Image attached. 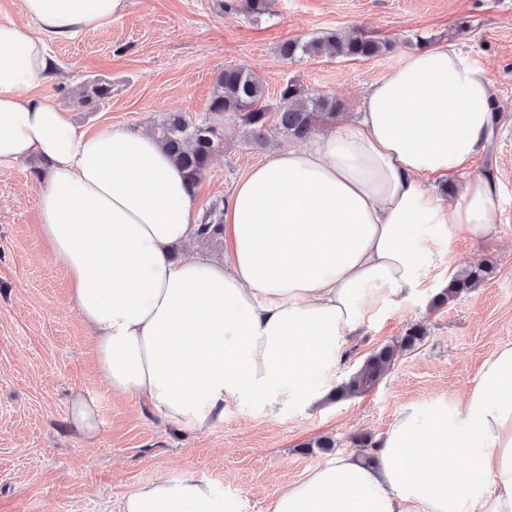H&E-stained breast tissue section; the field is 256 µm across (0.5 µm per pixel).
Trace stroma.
I'll use <instances>...</instances> for the list:
<instances>
[{
    "label": "stroma",
    "mask_w": 512,
    "mask_h": 512,
    "mask_svg": "<svg viewBox=\"0 0 512 512\" xmlns=\"http://www.w3.org/2000/svg\"><path fill=\"white\" fill-rule=\"evenodd\" d=\"M339 29L391 43L371 58L290 61L278 49ZM448 43L492 77L498 120L471 173L496 179L502 215L484 237H459L439 250L414 293L384 307L353 337L336 372L344 380L376 348L420 325L423 342L403 352L369 393L322 400L270 415L230 405L223 420L191 430L166 420L134 394L111 392L97 373L92 340L77 315L64 273L38 231L39 160L0 167V512H121L125 494L185 476L213 483L240 512H269L276 491L325 458L306 444L327 435L340 452L354 436H379L404 407L459 409L483 361L512 342V0H274L269 15H227L218 0H129L110 26L51 41L62 67L41 84L81 129H151L166 112L207 114L215 77L243 65L268 96L297 79L336 96L354 117L368 85L387 75L419 39ZM111 87L89 103L86 87ZM266 149L228 134L196 189L195 208L229 199L234 183ZM494 266L477 288L436 308L431 301L456 268ZM81 391L97 402L96 443L74 437L68 405Z\"/></svg>",
    "instance_id": "obj_1"
}]
</instances>
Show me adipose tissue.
<instances>
[{
	"label": "adipose tissue",
	"instance_id": "1",
	"mask_svg": "<svg viewBox=\"0 0 512 512\" xmlns=\"http://www.w3.org/2000/svg\"><path fill=\"white\" fill-rule=\"evenodd\" d=\"M0 24V164L44 165L39 233L66 275L100 379L200 429L226 406L316 402L349 339L408 298L434 250L501 221L494 180L468 175L493 132V82L455 49L407 54L355 118L270 150L235 184L223 257L176 260L199 214L155 137L73 125L37 88L52 40L123 16L128 0H20ZM467 179L441 198L424 177ZM327 457L280 487L271 512H512V342L485 360L461 409L403 408L371 451ZM192 477L137 486L122 512H238Z\"/></svg>",
	"mask_w": 512,
	"mask_h": 512
}]
</instances>
